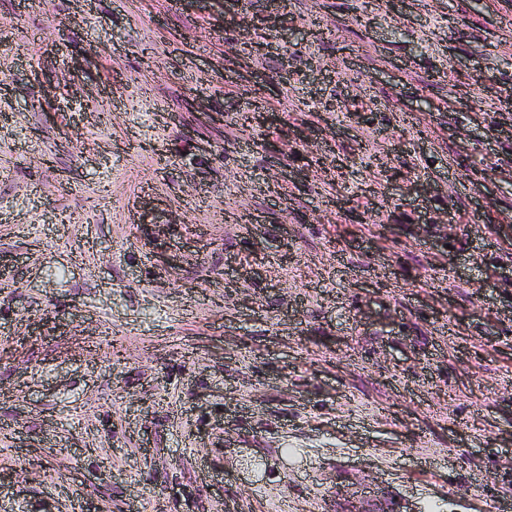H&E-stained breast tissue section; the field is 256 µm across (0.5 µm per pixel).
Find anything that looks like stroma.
Wrapping results in <instances>:
<instances>
[{
	"label": "stroma",
	"mask_w": 512,
	"mask_h": 512,
	"mask_svg": "<svg viewBox=\"0 0 512 512\" xmlns=\"http://www.w3.org/2000/svg\"><path fill=\"white\" fill-rule=\"evenodd\" d=\"M511 94L512 0H0V512L512 499Z\"/></svg>",
	"instance_id": "1"
}]
</instances>
